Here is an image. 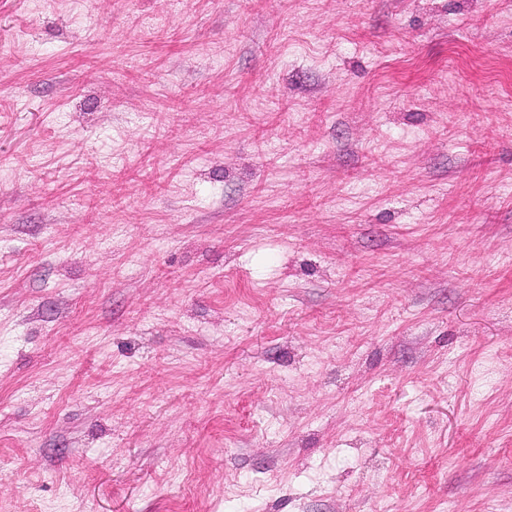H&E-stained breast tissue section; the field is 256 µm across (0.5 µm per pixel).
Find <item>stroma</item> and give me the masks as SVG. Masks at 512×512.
Masks as SVG:
<instances>
[{
  "label": "stroma",
  "instance_id": "stroma-1",
  "mask_svg": "<svg viewBox=\"0 0 512 512\" xmlns=\"http://www.w3.org/2000/svg\"><path fill=\"white\" fill-rule=\"evenodd\" d=\"M0 512H512V0H0Z\"/></svg>",
  "mask_w": 512,
  "mask_h": 512
}]
</instances>
